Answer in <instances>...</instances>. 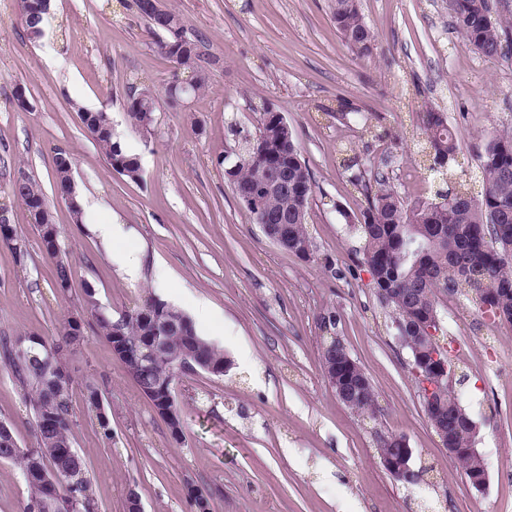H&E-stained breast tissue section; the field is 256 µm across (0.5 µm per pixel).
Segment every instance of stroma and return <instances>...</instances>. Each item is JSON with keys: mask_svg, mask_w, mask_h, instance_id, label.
I'll return each mask as SVG.
<instances>
[{"mask_svg": "<svg viewBox=\"0 0 512 512\" xmlns=\"http://www.w3.org/2000/svg\"><path fill=\"white\" fill-rule=\"evenodd\" d=\"M0 0V204L24 240L17 262L0 244V336H56L79 314L86 327L72 354L74 447L87 464L99 512H127L128 489L143 512H195L189 486L211 494V512H512V324L485 323L441 299V344L463 383L488 467L476 492L428 423L409 365L362 262L363 241L346 220L366 199L351 184L339 143L361 157H396L391 178L408 198L434 190L401 138L429 103L464 134L457 162L474 171L485 130L512 124V40L488 58L454 30L448 0H359L377 49L363 58L342 41L330 0H164L210 60L209 81L186 106L159 103L149 129L131 124L127 104L178 76L135 12L107 0H52L39 40ZM25 88L27 109L15 101ZM107 108L142 178L115 173L78 111ZM282 113L315 183L304 261L270 240L226 175L256 134L264 109ZM342 118L331 117V110ZM74 159L82 208L74 223L56 188L53 158ZM22 168L41 189L73 268L58 292L55 263L42 251L26 207L9 192ZM116 218L115 243L93 230ZM141 258L138 278L119 264ZM93 288L112 316L158 295L185 313L207 300L198 334L224 352V375L182 376L174 386L184 434L166 423L112 355L84 305ZM341 340L367 372L376 420L346 408L323 374V337ZM496 366L489 376L487 366ZM95 378L112 428L104 436L86 407ZM0 421L23 447L36 443L32 412L0 363ZM404 436L417 486L396 482L376 453V433Z\"/></svg>", "mask_w": 512, "mask_h": 512, "instance_id": "1", "label": "stroma"}]
</instances>
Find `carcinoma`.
Wrapping results in <instances>:
<instances>
[{
	"instance_id": "1",
	"label": "carcinoma",
	"mask_w": 512,
	"mask_h": 512,
	"mask_svg": "<svg viewBox=\"0 0 512 512\" xmlns=\"http://www.w3.org/2000/svg\"><path fill=\"white\" fill-rule=\"evenodd\" d=\"M13 7L25 22L27 36H42L44 13H35L28 0H13ZM134 7L158 36L157 46L182 71L201 73L197 91L208 83L199 41L189 47L177 41L166 29V21L153 14L149 0H134ZM455 30L469 46L486 57L499 54L502 42L512 31V19L492 14L490 0H448ZM331 20L344 43L357 55L370 57L376 36L365 22L358 0H331ZM419 122L412 133L413 151L425 152L447 163L443 171L425 169L446 185L442 202L408 201L392 186L387 168L393 156L367 160L353 174L367 201L365 208L348 217L364 241L363 263L368 267L379 303L389 310L396 331L415 335L414 328L425 319L440 317L439 296L466 302L477 315L492 322L512 323V127L484 137L475 154L481 174L482 190L474 192L467 181L456 177L454 163L462 149V133L448 123L443 112L423 103ZM89 135L104 151L112 169L138 181L141 163L130 153L120 137L102 119L101 111L78 109ZM276 116L263 113L259 127L260 141H245L244 155L227 175L236 195L245 204L254 222L263 219L288 225V238L279 246L303 260L314 254L308 233L307 215L315 192L309 167L302 160L290 126L275 124ZM74 162L70 153L60 151L54 158V177L59 192L68 188ZM11 195L26 209L38 211L33 227L47 257L56 260L55 286L61 292L70 288L72 266L60 256L59 247L51 245L60 237L46 200L31 177L10 182ZM0 242L11 247L18 261L27 256L23 241L13 227L0 231ZM85 306L95 318L99 334L107 343L121 333L125 349L113 347L126 373L142 395L153 387L171 388L179 379L177 361L189 351L205 366L224 365V351L202 336L184 312L150 295L136 308L125 313L122 327L101 310L92 289L85 291ZM490 304L494 310L484 309ZM160 325L169 326L162 346L141 360L139 351L146 340L155 336ZM85 339L83 320L70 317L56 339L16 337L0 339V357L22 387L34 412L36 446L19 445L11 426L0 422V461L20 466L29 498L25 512H97L95 492L87 464L73 448L74 413L72 392L74 378L69 356ZM342 345L321 348L323 364L341 358ZM85 401L105 437H111L109 419L99 387L92 379L84 382ZM351 410L375 418L377 398L371 380H366L348 404ZM433 429L448 432V447L468 448L474 419L462 405L455 389L437 397L436 412L428 416ZM460 467L466 477L482 472L485 460L475 461L460 455ZM55 480L56 494L50 495L42 478Z\"/></svg>"
}]
</instances>
